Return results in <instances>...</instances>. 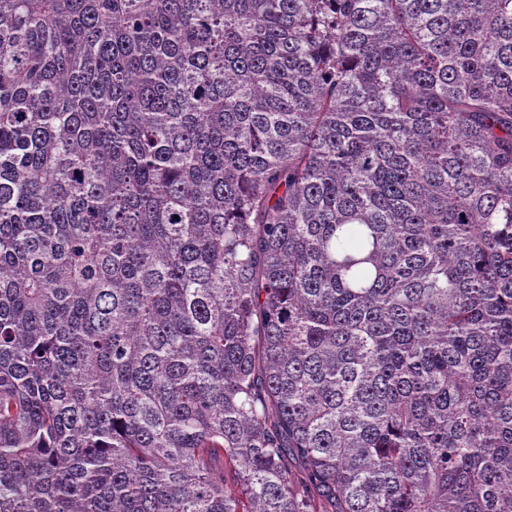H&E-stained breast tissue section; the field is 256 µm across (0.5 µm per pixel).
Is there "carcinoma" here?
I'll use <instances>...</instances> for the list:
<instances>
[{"mask_svg": "<svg viewBox=\"0 0 512 512\" xmlns=\"http://www.w3.org/2000/svg\"><path fill=\"white\" fill-rule=\"evenodd\" d=\"M0 512H512V0H0Z\"/></svg>", "mask_w": 512, "mask_h": 512, "instance_id": "carcinoma-1", "label": "carcinoma"}]
</instances>
